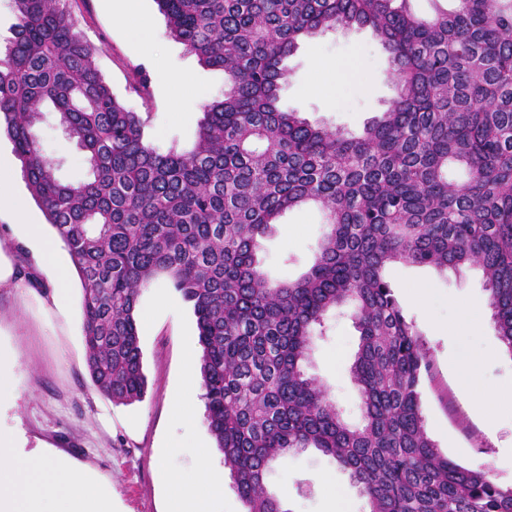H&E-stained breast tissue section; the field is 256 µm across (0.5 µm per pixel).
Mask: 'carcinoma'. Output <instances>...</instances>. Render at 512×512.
<instances>
[{
    "instance_id": "cac0c4a2",
    "label": "carcinoma",
    "mask_w": 512,
    "mask_h": 512,
    "mask_svg": "<svg viewBox=\"0 0 512 512\" xmlns=\"http://www.w3.org/2000/svg\"><path fill=\"white\" fill-rule=\"evenodd\" d=\"M0 50V126L83 287L86 365L119 403L145 396L136 311L166 276L191 306L206 419L245 512H285L271 465L315 448L348 471L368 512H512V485L448 458L427 435L431 360L386 280L393 264L477 266L512 355V0H156L169 35L224 71L193 148L161 152L96 65L68 0H13ZM369 28L395 95L360 135L279 106L285 61L319 33ZM87 177L40 149L45 104ZM315 206L313 265L272 281L261 240ZM348 309L362 422L346 423L304 363L327 317Z\"/></svg>"
}]
</instances>
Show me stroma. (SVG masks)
Here are the masks:
<instances>
[{
	"mask_svg": "<svg viewBox=\"0 0 512 512\" xmlns=\"http://www.w3.org/2000/svg\"><path fill=\"white\" fill-rule=\"evenodd\" d=\"M79 33L99 49L96 65L113 93L137 113L148 143L161 150H190L206 104L224 95L222 70L201 65L172 40L155 0H128L124 18H114L112 0H69ZM347 65L353 83L340 96L327 91L328 65ZM288 81L280 93L284 109L310 121L352 134L386 109L393 96L387 56L367 29L328 32L300 43L287 60ZM170 74L162 82L159 70ZM46 156L65 155L62 181L85 177L83 152L65 146L54 120L38 130ZM325 231L318 209L286 212L262 241L264 271L276 280H293L314 262ZM13 261L28 278L17 288H0V350L10 353L15 393L0 407V428L18 434L26 451L67 457L78 469L96 475L114 512H168L167 475L182 477L184 488L200 493L197 480L201 451L215 443L205 419L202 388L185 381L186 363L199 359L200 346L192 310L167 279L145 288L137 321L147 380L142 401L118 404L93 386L86 366L83 336V288L72 278L64 308H55L52 286L33 265L22 240L13 242ZM389 279L407 319L412 320L431 357L422 382V412L428 435L449 458L466 467H489L494 478L512 483V429L503 428L491 442L464 391L459 372L478 363L481 385L512 391V356L496 335L482 271L466 267L441 273L427 266H396ZM429 289L421 308L412 292ZM479 315L466 332L455 326L463 308ZM359 333L349 316L331 319L327 339L315 341L305 366L325 386L346 422H361V395L349 367ZM182 397L183 409L173 400ZM269 488L284 512H331L346 493L349 512H366L367 504L335 460L309 448L276 462Z\"/></svg>",
	"mask_w": 512,
	"mask_h": 512,
	"instance_id": "obj_1",
	"label": "stroma"
}]
</instances>
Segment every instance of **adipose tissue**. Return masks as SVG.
<instances>
[{
	"label": "adipose tissue",
	"instance_id": "adipose-tissue-1",
	"mask_svg": "<svg viewBox=\"0 0 512 512\" xmlns=\"http://www.w3.org/2000/svg\"><path fill=\"white\" fill-rule=\"evenodd\" d=\"M15 166L0 155V214L12 218L14 236L24 238L38 267L53 283L52 304L64 307L68 300L69 271L56 259L54 242L30 218L25 199L14 188ZM479 368L464 374L466 389H478L476 408L488 437H495L504 412L500 394L479 390ZM0 512H112V501L101 494L91 474L73 472L65 460L21 457L14 434L0 429Z\"/></svg>",
	"mask_w": 512,
	"mask_h": 512
}]
</instances>
